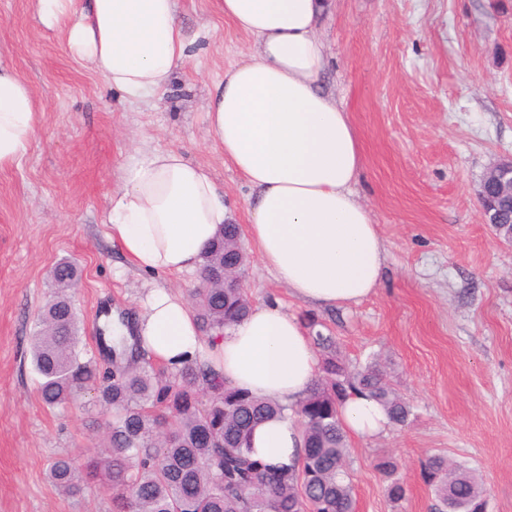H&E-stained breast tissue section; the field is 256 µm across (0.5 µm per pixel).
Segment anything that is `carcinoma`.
Here are the masks:
<instances>
[{
    "instance_id": "carcinoma-1",
    "label": "carcinoma",
    "mask_w": 512,
    "mask_h": 512,
    "mask_svg": "<svg viewBox=\"0 0 512 512\" xmlns=\"http://www.w3.org/2000/svg\"><path fill=\"white\" fill-rule=\"evenodd\" d=\"M500 236H512V208L499 203ZM222 225L202 254L201 286L191 302L201 337L209 342L245 317L251 308L242 288H225ZM57 291L41 309L32 336L31 361L37 391L48 407L75 402L78 391L112 413L100 452L53 460L47 479L73 496L89 484L112 494L113 512H356L345 466L347 434L340 408L347 397L365 393L378 401L390 423L403 426L410 406L392 391L379 363L350 368L336 355L335 339L305 324L321 359V373L306 395L288 406L260 399L224 382L199 359L179 367L157 365L126 341L107 351L112 373L99 371L80 336L66 291L78 281L70 261L53 268ZM291 414L303 436L299 465H271L253 455L251 436L265 420ZM434 486L435 512H485L481 485L465 468L436 455L423 465Z\"/></svg>"
}]
</instances>
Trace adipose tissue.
Returning a JSON list of instances; mask_svg holds the SVG:
<instances>
[{"mask_svg":"<svg viewBox=\"0 0 512 512\" xmlns=\"http://www.w3.org/2000/svg\"><path fill=\"white\" fill-rule=\"evenodd\" d=\"M179 0H30L41 24L128 98L155 95L192 57L198 33L179 19ZM326 0H217L216 8L254 40L247 59L211 89L208 129L251 190L246 235L262 264L300 302L356 304L375 293L385 242L352 186L362 170L348 112L319 82L318 35ZM40 108L31 88L0 55V168L21 162ZM226 220L224 193L206 167L177 151H145L112 190L108 236L140 270L182 274ZM139 343L168 365L205 358L232 386L285 403L315 379L319 358L301 319L277 299L254 306L224 337L204 343L179 295L151 289L138 318ZM345 426L374 436L387 417L374 399L351 395ZM255 454L293 465L302 455L291 420L253 431Z\"/></svg>","mask_w":512,"mask_h":512,"instance_id":"obj_1","label":"adipose tissue"}]
</instances>
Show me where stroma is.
I'll use <instances>...</instances> for the list:
<instances>
[{
  "label": "stroma",
  "mask_w": 512,
  "mask_h": 512,
  "mask_svg": "<svg viewBox=\"0 0 512 512\" xmlns=\"http://www.w3.org/2000/svg\"><path fill=\"white\" fill-rule=\"evenodd\" d=\"M320 30L325 91L358 132L363 169L352 190L386 244L375 293L321 308L288 293L251 257L252 304L288 301L315 317L350 366L376 358L411 407L406 425L350 438L346 469L357 512H431L422 464L441 454L479 479L487 512H512V246L483 221L478 190L512 155V0H329ZM201 37L193 59L153 99L128 101L63 40L44 32L29 0H0V54L42 108L20 165L0 168V512H112L101 486L61 494L46 470L58 456L101 447L110 412L81 395L50 409L36 389L34 323L53 294V266L78 263L71 300L96 350L95 314L136 321L148 288L183 296L197 273L135 269L107 236L112 187L136 148L177 150L208 167L228 216L248 222L250 190L213 143L208 93L253 45L213 0H179ZM397 463L393 475L379 468ZM406 488L387 494L391 480Z\"/></svg>",
  "instance_id": "stroma-1"
}]
</instances>
